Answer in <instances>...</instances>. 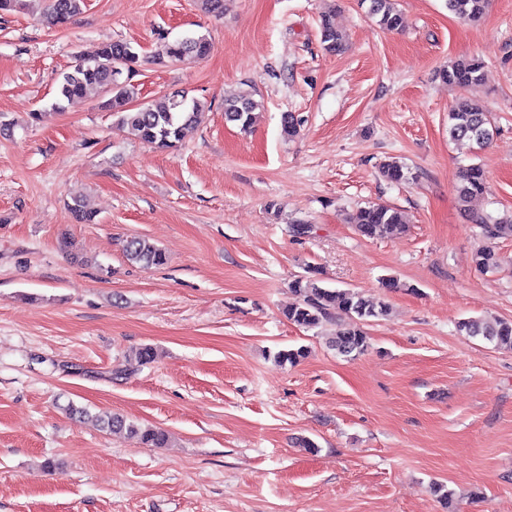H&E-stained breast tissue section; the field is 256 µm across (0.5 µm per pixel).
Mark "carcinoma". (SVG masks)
I'll return each mask as SVG.
<instances>
[{
	"mask_svg": "<svg viewBox=\"0 0 512 512\" xmlns=\"http://www.w3.org/2000/svg\"><path fill=\"white\" fill-rule=\"evenodd\" d=\"M368 3V14L377 25L386 31H397L402 27L403 18L394 6V0H362ZM447 8L459 19L467 22L479 21L489 0H446ZM85 0H51L47 21L52 26H62L82 12ZM321 42L324 49L334 53L342 48L344 36L334 26L331 16H322L320 24ZM210 41L205 35L186 37L162 43L155 60H180L184 57L203 58L210 51ZM139 63V53L128 42L112 41L101 43L89 51H81L74 58L69 71L62 74L56 91L54 107L63 108L62 102L74 98H104L106 106L126 125L132 135L141 143L159 150L173 148L179 143L185 131L198 125L205 118V108L193 96L183 91L174 95H163L148 102L139 103L138 86L131 81L132 73ZM439 76L448 85L470 90L483 84L484 64L475 57L459 60L439 71ZM258 102L251 93L224 101V119L242 130L249 129L254 122V112ZM495 133L491 117L484 108L471 100L459 103L448 112V137L454 142L466 141L478 148H484ZM381 176L395 184H405L416 176L405 164L389 160L380 166ZM486 191V177L483 169L476 165L464 167L459 176L457 195L460 202ZM471 223L480 229L488 240L512 236V218L495 219L488 214L471 213ZM355 224L359 232L368 237L397 235L405 231L406 221L396 208L382 203H372L361 209ZM127 260L142 267L161 266L165 254L147 238L133 236L123 246ZM474 263L482 271H495L501 260L493 247L485 246L476 251ZM290 288L299 302L288 307L284 315L288 321L313 329L322 324L331 314L343 316V322L335 332L325 337V343L336 354L355 357L367 348V336L363 325L387 315L385 301L365 300L361 294L347 289L322 285L318 272L295 278ZM459 332L491 343L495 348L512 351V322L501 319L485 320L464 318L457 322ZM307 350H280L275 354L279 365H295L304 359ZM154 350L144 346L134 350L126 358V364L115 370L122 375L133 365H144L152 361ZM101 428L118 433H126L145 445L162 447L167 435L160 429L142 427L120 415L100 418Z\"/></svg>",
	"mask_w": 512,
	"mask_h": 512,
	"instance_id": "cac0c4a2",
	"label": "carcinoma"
}]
</instances>
